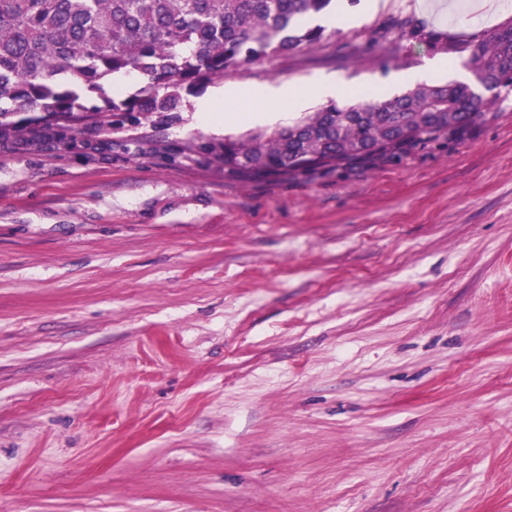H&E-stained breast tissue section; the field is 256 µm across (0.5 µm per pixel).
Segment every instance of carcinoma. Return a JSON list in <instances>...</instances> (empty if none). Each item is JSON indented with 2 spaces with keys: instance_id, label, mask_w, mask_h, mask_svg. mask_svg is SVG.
Instances as JSON below:
<instances>
[{
  "instance_id": "cac0c4a2",
  "label": "carcinoma",
  "mask_w": 512,
  "mask_h": 512,
  "mask_svg": "<svg viewBox=\"0 0 512 512\" xmlns=\"http://www.w3.org/2000/svg\"><path fill=\"white\" fill-rule=\"evenodd\" d=\"M331 0H0V134L16 132L14 115L41 112L54 124L88 118L81 96L97 97L91 111L141 123L179 111L183 94L243 65L310 47L324 28L305 19ZM400 39L448 49L411 18L385 29ZM467 55L475 82L489 91L512 88V26L456 48ZM137 74L139 88L108 95L104 82ZM488 99L465 82L418 85L391 98L331 102L288 124L224 138L231 173L298 174L349 169L402 152L426 140L456 135L484 115Z\"/></svg>"
}]
</instances>
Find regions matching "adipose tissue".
<instances>
[{
  "mask_svg": "<svg viewBox=\"0 0 512 512\" xmlns=\"http://www.w3.org/2000/svg\"><path fill=\"white\" fill-rule=\"evenodd\" d=\"M344 92L341 80L318 78L300 87L287 82H266L255 86L241 116L247 121H288L291 112L306 106L310 97H337Z\"/></svg>",
  "mask_w": 512,
  "mask_h": 512,
  "instance_id": "1",
  "label": "adipose tissue"
}]
</instances>
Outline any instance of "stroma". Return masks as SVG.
<instances>
[{
  "mask_svg": "<svg viewBox=\"0 0 512 512\" xmlns=\"http://www.w3.org/2000/svg\"><path fill=\"white\" fill-rule=\"evenodd\" d=\"M419 2L229 73L220 131L187 95L0 136V512H512V92L344 171L211 151L256 85L466 81L454 45L512 25ZM385 31L389 34H396L399 39L418 41L434 49H448L447 43H442L436 33L426 30L411 18L394 20L387 26Z\"/></svg>",
  "mask_w": 512,
  "mask_h": 512,
  "instance_id": "35a3bbf8",
  "label": "stroma"
}]
</instances>
